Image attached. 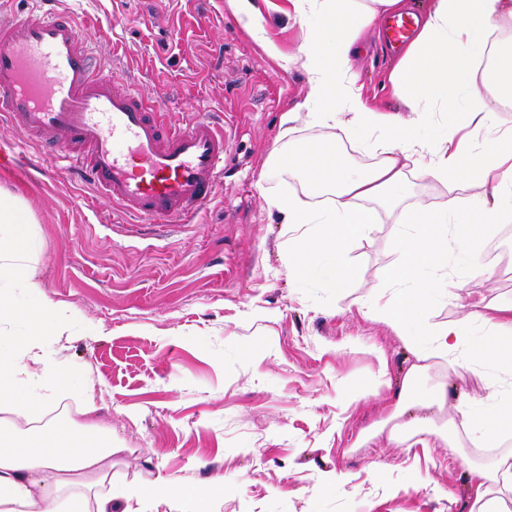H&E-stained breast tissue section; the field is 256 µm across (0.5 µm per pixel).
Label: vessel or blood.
<instances>
[{
  "instance_id": "1",
  "label": "vessel or blood",
  "mask_w": 512,
  "mask_h": 512,
  "mask_svg": "<svg viewBox=\"0 0 512 512\" xmlns=\"http://www.w3.org/2000/svg\"><path fill=\"white\" fill-rule=\"evenodd\" d=\"M0 115L47 147L35 159L0 150L1 166L78 173L134 222H193L224 182V130L210 113L167 124L67 16H0Z\"/></svg>"
}]
</instances>
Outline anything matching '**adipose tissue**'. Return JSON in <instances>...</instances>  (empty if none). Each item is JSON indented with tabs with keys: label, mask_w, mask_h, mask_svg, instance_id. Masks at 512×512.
Returning a JSON list of instances; mask_svg holds the SVG:
<instances>
[{
	"label": "adipose tissue",
	"mask_w": 512,
	"mask_h": 512,
	"mask_svg": "<svg viewBox=\"0 0 512 512\" xmlns=\"http://www.w3.org/2000/svg\"><path fill=\"white\" fill-rule=\"evenodd\" d=\"M293 15L306 29L305 44L292 64L308 75L304 102L312 123L368 132V147L379 161L351 168L327 143L306 142L269 155L264 168L288 169L306 186L305 196H275V208L295 236L288 245L291 273L307 278L321 263L332 270L331 284L346 292L351 270L345 261L350 239L377 223V206L398 209L394 239L404 258L398 277L401 311L393 327L413 355L389 432L403 447L413 429L447 417L471 446L512 435V394H497L489 405L450 398L439 385L426 398L414 392L432 359L449 367L489 364L512 381V304L496 314L471 311L485 339L463 344L461 325L449 322L413 328L429 293L452 287L448 246L456 244L465 272L493 277L473 247L494 224L512 222V131L491 138L474 153L470 142L449 129L439 140L426 131L440 112H462L473 131L489 128L496 105L512 102V0H431L416 19V35L390 75L405 114L370 107L357 85L352 61L359 33L390 14L407 12V0H291ZM418 168L440 182L474 183L480 193L467 203L449 199L436 208H400L410 191L408 169ZM37 249L17 202L0 196V327L25 317L24 335L0 347V512H112V431L85 421H45V413L72 398L82 415L95 409L97 386L89 374L72 375L58 358V345L85 327L80 310L44 296L32 256ZM35 299L19 307L15 290ZM42 421V443L17 436L15 428ZM126 500L147 505L183 501L190 512H210L211 491L175 480L133 486ZM469 512H512V451L471 469Z\"/></svg>",
	"instance_id": "ef3b65f1"
}]
</instances>
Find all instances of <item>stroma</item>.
Masks as SVG:
<instances>
[{
    "mask_svg": "<svg viewBox=\"0 0 512 512\" xmlns=\"http://www.w3.org/2000/svg\"><path fill=\"white\" fill-rule=\"evenodd\" d=\"M46 2L72 15L104 67L132 81L169 122L223 112L229 143L223 191L198 221L169 227L127 223L69 174L20 180L0 168V190L26 211L38 242L43 292L93 326L76 332L60 358L72 373L89 370L99 387L93 419L112 430L113 490L219 477L217 512H467L468 468L512 450V437L460 453L434 435L429 447L397 448L381 429L412 356L388 323L367 318L356 302L373 293L399 307L395 212L379 207V223L350 240L348 293L332 288L325 271L308 279L288 271V236L267 199L302 193L303 185L285 170L264 174L266 157L319 140L341 147L354 166L376 159L359 132L310 122L307 74L283 65L305 41L289 0H255L276 59L226 0ZM357 46L365 101L401 110L388 81L400 53L387 49L377 26ZM288 112L297 118L286 142ZM408 180V207L465 201L477 191L417 169ZM504 231L497 225L481 253L494 277L464 278L433 299L423 322L459 321L474 305L512 302V246L488 251ZM492 374L452 373L440 361L416 391L426 395L446 380L484 398ZM375 383L379 397L347 403L351 388ZM331 470L342 481L322 486Z\"/></svg>",
    "mask_w": 512,
    "mask_h": 512,
    "instance_id": "35a3bbf8",
    "label": "stroma"
}]
</instances>
